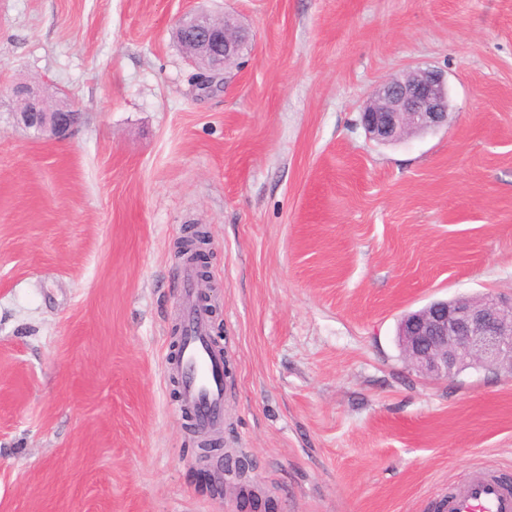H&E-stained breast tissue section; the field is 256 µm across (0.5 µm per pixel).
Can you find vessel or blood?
<instances>
[{
	"label": "vessel or blood",
	"mask_w": 512,
	"mask_h": 512,
	"mask_svg": "<svg viewBox=\"0 0 512 512\" xmlns=\"http://www.w3.org/2000/svg\"><path fill=\"white\" fill-rule=\"evenodd\" d=\"M182 324L174 370L184 408L202 414L199 426L212 431L224 421V350L212 338L208 316L199 304L192 268L183 273ZM446 512H512V486L476 468L467 480L449 488Z\"/></svg>",
	"instance_id": "vessel-or-blood-1"
}]
</instances>
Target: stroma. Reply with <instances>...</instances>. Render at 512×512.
Here are the masks:
<instances>
[{"label": "stroma", "instance_id": "obj_1", "mask_svg": "<svg viewBox=\"0 0 512 512\" xmlns=\"http://www.w3.org/2000/svg\"><path fill=\"white\" fill-rule=\"evenodd\" d=\"M191 10L248 32L209 95ZM416 68L452 121L370 139V92ZM19 82L73 135L17 125ZM188 224L232 369L217 445L274 512H444L512 475V378L423 377L396 337L512 293V0H0V512H243L166 371Z\"/></svg>", "mask_w": 512, "mask_h": 512}]
</instances>
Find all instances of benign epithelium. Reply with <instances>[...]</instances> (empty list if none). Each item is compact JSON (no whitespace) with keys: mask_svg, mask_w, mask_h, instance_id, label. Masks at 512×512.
I'll return each mask as SVG.
<instances>
[{"mask_svg":"<svg viewBox=\"0 0 512 512\" xmlns=\"http://www.w3.org/2000/svg\"><path fill=\"white\" fill-rule=\"evenodd\" d=\"M177 38L188 59L201 67L198 89L204 93L216 87L244 43L241 29L228 18L204 12L181 22ZM13 95L17 123L37 135L64 140L78 122L75 106L50 107L37 86L17 84ZM449 117L444 77L418 68L379 84L361 112V124L370 138L383 142L403 130H436ZM399 341L414 369L426 377L448 379L473 366L512 376V297L487 293L477 303L463 296L434 300L402 319Z\"/></svg>","mask_w":512,"mask_h":512,"instance_id":"7a95c632","label":"benign epithelium"}]
</instances>
